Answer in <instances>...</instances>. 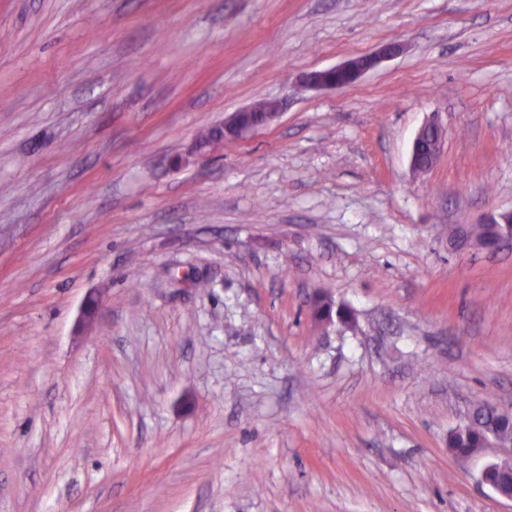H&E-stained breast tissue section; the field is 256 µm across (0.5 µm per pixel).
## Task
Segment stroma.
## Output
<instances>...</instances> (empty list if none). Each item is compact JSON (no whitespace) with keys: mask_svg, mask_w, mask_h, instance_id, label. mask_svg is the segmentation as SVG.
Returning <instances> with one entry per match:
<instances>
[{"mask_svg":"<svg viewBox=\"0 0 512 512\" xmlns=\"http://www.w3.org/2000/svg\"><path fill=\"white\" fill-rule=\"evenodd\" d=\"M507 210L512 0H0V512H512ZM395 51V46H387L379 53L352 58L338 66L310 72L306 75L305 81L314 88L336 89L350 85L373 68L382 57L392 55ZM339 78L342 80H338ZM256 115L257 120L251 125L245 124L241 120L242 114ZM279 116L278 104L275 101H265L261 104H254L232 113L224 120V127L219 126L222 132L224 131L226 137L236 139L246 132L256 130L264 127L275 121ZM427 136H431L436 144L435 157H434L433 164L431 166L422 167L421 165H419V163L417 161V152H418V147H419L420 142ZM441 139H442L441 130L435 124L427 123L420 128V130L418 131V133L414 139L413 146H412V152H411V166L415 171L424 172V171L429 170L434 165V163L437 160V156H438V153L440 150ZM508 212L500 213L497 218L486 224H469L455 228L451 238L461 240L463 244L468 246L479 247L480 244L493 237L507 233L512 234V223L509 224L506 217ZM472 421L448 434V448L460 455H471L483 448L482 427L494 430L503 440L512 438V410L489 403H480L471 411Z\"/></svg>","mask_w":512,"mask_h":512,"instance_id":"1","label":"stroma"}]
</instances>
